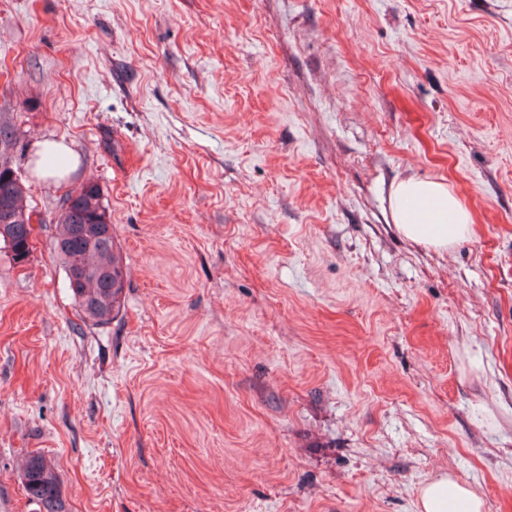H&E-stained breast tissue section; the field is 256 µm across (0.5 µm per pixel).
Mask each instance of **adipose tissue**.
I'll list each match as a JSON object with an SVG mask.
<instances>
[{"mask_svg":"<svg viewBox=\"0 0 512 512\" xmlns=\"http://www.w3.org/2000/svg\"><path fill=\"white\" fill-rule=\"evenodd\" d=\"M391 217L406 238L437 250L468 236L472 216L447 182L414 176L393 185ZM483 502L466 483L443 475L422 487L419 512H481Z\"/></svg>","mask_w":512,"mask_h":512,"instance_id":"ef3b65f1","label":"adipose tissue"}]
</instances>
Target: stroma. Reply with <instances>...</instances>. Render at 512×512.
Masks as SVG:
<instances>
[{"label":"stroma","instance_id":"obj_1","mask_svg":"<svg viewBox=\"0 0 512 512\" xmlns=\"http://www.w3.org/2000/svg\"><path fill=\"white\" fill-rule=\"evenodd\" d=\"M37 233L0 243V512H512V0H0ZM65 143L64 176L37 158ZM448 181L438 251L391 186ZM96 183L126 264L84 322L52 250ZM389 202L393 223L414 242L448 250L471 233V213L445 181L407 177ZM26 493L39 512H69L60 490V479L45 455L33 452L21 475ZM483 502L467 483L443 475L422 487L419 512H481Z\"/></svg>","mask_w":512,"mask_h":512}]
</instances>
